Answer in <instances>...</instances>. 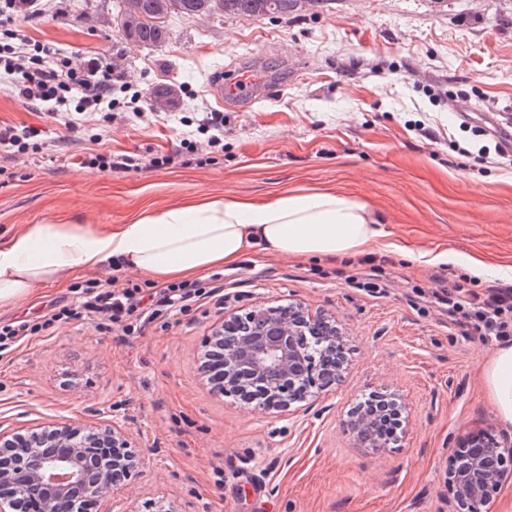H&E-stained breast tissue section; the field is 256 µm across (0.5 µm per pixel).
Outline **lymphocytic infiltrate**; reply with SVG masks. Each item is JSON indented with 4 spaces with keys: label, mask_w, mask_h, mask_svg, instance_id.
I'll return each instance as SVG.
<instances>
[{
    "label": "lymphocytic infiltrate",
    "mask_w": 512,
    "mask_h": 512,
    "mask_svg": "<svg viewBox=\"0 0 512 512\" xmlns=\"http://www.w3.org/2000/svg\"><path fill=\"white\" fill-rule=\"evenodd\" d=\"M41 11L42 0H0V75L16 76L14 92L24 101L64 115L68 131H79L90 116L96 117L98 125H110L115 72L111 60L93 57L78 66L69 58L58 57L47 45L26 40L20 30L22 21ZM205 295V289L196 285L180 284L165 289L154 304L146 306L140 289L89 280L78 305L62 307L40 322L21 320L0 326V350L75 318L97 322L104 328L118 326L128 335L136 324L161 314L186 312L192 302ZM434 302L453 322L474 328L484 339L512 338V284L488 287L480 295L455 284L435 295Z\"/></svg>",
    "instance_id": "1"
}]
</instances>
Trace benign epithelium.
I'll list each match as a JSON object with an SVG mask.
<instances>
[{
    "label": "benign epithelium",
    "instance_id": "7a95c632",
    "mask_svg": "<svg viewBox=\"0 0 512 512\" xmlns=\"http://www.w3.org/2000/svg\"><path fill=\"white\" fill-rule=\"evenodd\" d=\"M305 329L322 336V359H309L301 349L299 335ZM203 347L224 349L218 393L237 399L250 391L260 400L252 410L289 413L341 380L346 339L323 311L294 303L281 316L278 309L255 302L224 313ZM373 398L377 408L354 406L343 425L358 446L384 448V412L395 410L400 429L405 418L393 395L379 392ZM149 462L116 416L94 430L66 422L0 429V512H129L126 492ZM511 481V437L490 427L458 436L446 473L449 512H486Z\"/></svg>",
    "mask_w": 512,
    "mask_h": 512
}]
</instances>
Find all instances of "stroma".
Here are the masks:
<instances>
[{"label":"stroma","instance_id":"35a3bbf8","mask_svg":"<svg viewBox=\"0 0 512 512\" xmlns=\"http://www.w3.org/2000/svg\"><path fill=\"white\" fill-rule=\"evenodd\" d=\"M115 4L51 0L23 25L64 55L111 57L116 116L92 142L0 83V122L46 133L40 154H0V239L45 220L128 224L202 195L333 188L382 215L388 240L336 260L249 251L203 275L215 295L172 327L158 319L125 336L72 320L23 337L0 359V427L124 418L152 452L129 490L134 506L162 497L180 512H448L457 437L497 421L479 358L497 343L462 332L430 297L451 281L475 292L512 282V158L464 154L473 127L512 125V0H320L287 19L174 17L161 46L106 25ZM243 68L264 74L255 100L218 99ZM159 84L178 91L162 112L149 98ZM210 111L224 115L214 161L187 151L184 165L149 167L181 141H201L198 121ZM97 152L144 167L104 173L83 162ZM426 252L448 259L428 263ZM472 258L498 276L474 275ZM374 266L383 292L349 283ZM84 281L40 287L1 308L0 323L74 304ZM254 301L303 303L346 333L343 378L311 409L260 417L202 374L203 337L225 311ZM382 391L398 398L408 431L385 449L357 446L342 419Z\"/></svg>","mask_w":512,"mask_h":512}]
</instances>
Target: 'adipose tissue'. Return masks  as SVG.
I'll use <instances>...</instances> for the list:
<instances>
[{"mask_svg":"<svg viewBox=\"0 0 512 512\" xmlns=\"http://www.w3.org/2000/svg\"><path fill=\"white\" fill-rule=\"evenodd\" d=\"M384 236L366 202L333 190L262 201L207 196L105 227L27 224L0 241V308L107 263L156 280L186 279L252 249L283 259L350 257ZM482 380L496 418L512 426V343L484 360Z\"/></svg>","mask_w":512,"mask_h":512,"instance_id":"adipose-tissue-1","label":"adipose tissue"}]
</instances>
